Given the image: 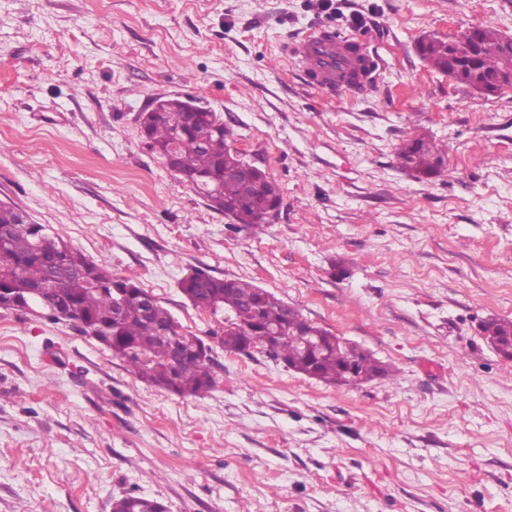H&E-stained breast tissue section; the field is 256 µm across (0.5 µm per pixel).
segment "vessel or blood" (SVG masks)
Wrapping results in <instances>:
<instances>
[{
    "label": "vessel or blood",
    "mask_w": 512,
    "mask_h": 512,
    "mask_svg": "<svg viewBox=\"0 0 512 512\" xmlns=\"http://www.w3.org/2000/svg\"><path fill=\"white\" fill-rule=\"evenodd\" d=\"M365 52L356 37L318 28L290 43L289 57L300 63L310 85L329 92L367 90L376 79L363 65Z\"/></svg>",
    "instance_id": "1"
}]
</instances>
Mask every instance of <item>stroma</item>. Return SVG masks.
<instances>
[{"label":"stroma","mask_w":512,"mask_h":512,"mask_svg":"<svg viewBox=\"0 0 512 512\" xmlns=\"http://www.w3.org/2000/svg\"><path fill=\"white\" fill-rule=\"evenodd\" d=\"M325 24L378 66L333 97L284 59ZM512 0H0V204L137 279L181 331L217 317L179 283L247 279L370 351L390 377L336 387L261 350L214 347L205 398L141 381L72 325L0 310V512H512V89L484 96L416 45ZM195 98L277 182L252 232L208 207L140 133L159 98ZM427 135L448 173L398 166ZM484 338L495 350L512 356V321L494 318L482 325Z\"/></svg>","instance_id":"stroma-1"}]
</instances>
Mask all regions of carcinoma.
Segmentation results:
<instances>
[{
	"instance_id": "cac0c4a2",
	"label": "carcinoma",
	"mask_w": 512,
	"mask_h": 512,
	"mask_svg": "<svg viewBox=\"0 0 512 512\" xmlns=\"http://www.w3.org/2000/svg\"><path fill=\"white\" fill-rule=\"evenodd\" d=\"M499 33L480 30V45L472 52L448 56L453 39L430 36L418 45L421 59L448 79L475 91L462 78L463 66L493 76L512 62V53L498 43ZM194 100L169 98L158 112L142 116L141 135L148 148L171 171L192 183L208 206L249 228L269 223L280 209L277 183L265 172L226 178L224 168L247 161L227 143L229 132L215 112H196ZM400 167L417 176H446L443 153L427 137L405 141L396 154ZM180 290L192 305L216 316L227 314L221 333L213 338L227 352L274 344V359L312 379L357 387L389 370L357 344L305 319L274 293L241 279H224L203 270L181 280ZM12 293L15 311L33 304L43 317L68 322L94 337L112 355L124 360L141 380L179 396L203 398L216 386L212 359L195 351L204 340L181 333L171 313L153 300L131 277L114 276L42 224L25 222L20 209L0 205V290ZM484 338L495 350L512 356V321L494 318L482 325ZM320 342L309 355L307 340Z\"/></svg>"
}]
</instances>
